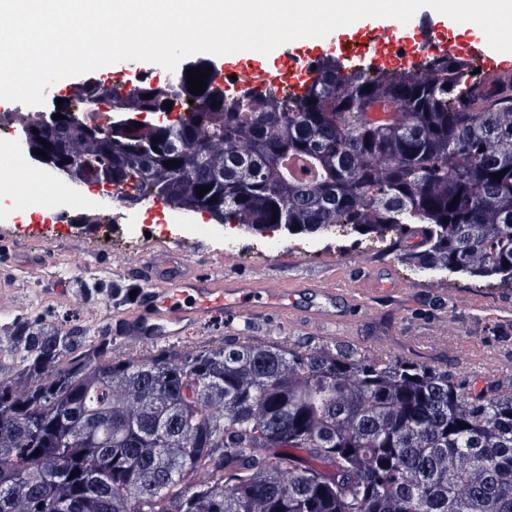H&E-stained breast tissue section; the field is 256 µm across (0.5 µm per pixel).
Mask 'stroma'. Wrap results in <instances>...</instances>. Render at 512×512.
<instances>
[{"label": "stroma", "mask_w": 512, "mask_h": 512, "mask_svg": "<svg viewBox=\"0 0 512 512\" xmlns=\"http://www.w3.org/2000/svg\"><path fill=\"white\" fill-rule=\"evenodd\" d=\"M23 184L28 191L24 216L48 212L68 192L60 176L26 164ZM291 236L281 235L272 258L251 257V241L225 249L221 231L198 232L192 242L175 250L204 272L248 279L256 273L285 281H301L324 273L338 284L369 274L394 288V295L371 300L350 333L314 322L291 325L270 316H247L232 326L202 322L190 334L175 340L178 348L194 349L232 339L258 343L278 342L303 349L340 345L383 360H413L448 370L469 379L473 389L492 381L512 380V288L467 277L461 273L411 274L398 262L390 241L357 234L336 239L318 236L319 259L290 255ZM11 266L13 278L0 280V329L39 320L46 327H74L83 335L112 339L114 356L148 354L152 343L128 344L114 335L112 300L115 289L126 287L122 270L98 260L75 267L42 241L14 251L0 231V267Z\"/></svg>", "instance_id": "1"}]
</instances>
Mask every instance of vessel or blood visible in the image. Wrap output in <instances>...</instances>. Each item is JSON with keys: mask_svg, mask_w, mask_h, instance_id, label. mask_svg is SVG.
<instances>
[{"mask_svg": "<svg viewBox=\"0 0 512 512\" xmlns=\"http://www.w3.org/2000/svg\"><path fill=\"white\" fill-rule=\"evenodd\" d=\"M378 41L360 40L358 34L333 30L325 38L309 39L307 46L290 49L280 45L288 57V66H271L267 57L256 51H240L225 55L214 70L215 76L232 78L233 88L262 89L274 86L287 94L301 92L311 78L310 66L324 51H339L351 68L400 69L422 66L428 54L447 48L457 56L480 63L484 72L500 74L512 70V58L489 45L472 41L449 44L448 23L441 20L429 28L420 23L392 21L383 27ZM145 287L130 300L127 316L119 326L129 341H170L180 338L201 320L232 321L246 314L263 315L273 311L280 319H304L327 326L348 325L353 315L367 300L385 293V286L370 275L360 276L354 288L337 297L334 285L313 290V302L300 303L299 289H288L274 278L232 280L199 273L195 266L179 254L161 251L142 264Z\"/></svg>", "mask_w": 512, "mask_h": 512, "instance_id": "1", "label": "vessel or blood"}]
</instances>
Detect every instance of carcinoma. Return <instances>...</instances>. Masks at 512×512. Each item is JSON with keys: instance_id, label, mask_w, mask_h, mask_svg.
<instances>
[{"instance_id": "1", "label": "carcinoma", "mask_w": 512, "mask_h": 512, "mask_svg": "<svg viewBox=\"0 0 512 512\" xmlns=\"http://www.w3.org/2000/svg\"><path fill=\"white\" fill-rule=\"evenodd\" d=\"M314 66L298 96L210 77L194 95L184 68L126 93L95 77L75 97L81 118L66 101L51 126L13 118L64 173L131 183L132 202L301 236L388 224L417 272L512 285V76L476 96L464 57L427 63L424 80L332 56ZM88 97L112 106L107 123ZM185 98L190 116L171 118L164 105ZM379 107L398 114L368 120ZM290 154L317 179L288 176ZM2 342L0 512H512V381L474 392L443 368L339 346L114 358L106 336L38 324Z\"/></svg>"}]
</instances>
